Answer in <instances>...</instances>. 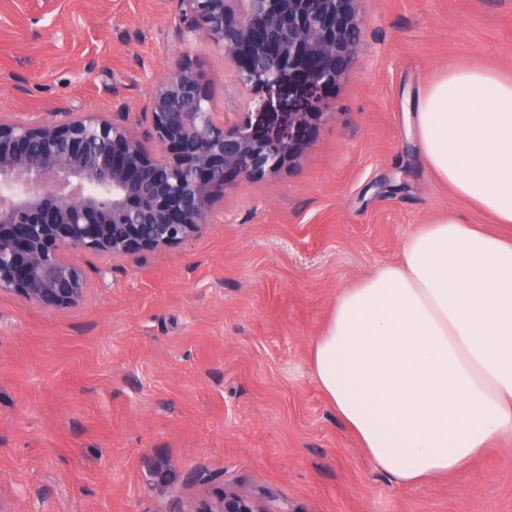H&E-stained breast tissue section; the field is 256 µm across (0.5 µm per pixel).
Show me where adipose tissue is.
<instances>
[{
	"instance_id": "obj_1",
	"label": "adipose tissue",
	"mask_w": 512,
	"mask_h": 512,
	"mask_svg": "<svg viewBox=\"0 0 512 512\" xmlns=\"http://www.w3.org/2000/svg\"><path fill=\"white\" fill-rule=\"evenodd\" d=\"M431 169L512 224V76L471 65L419 95ZM321 390L372 464L418 485L512 439V242L447 216L336 298L312 351Z\"/></svg>"
}]
</instances>
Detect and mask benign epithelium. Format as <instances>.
<instances>
[{
    "label": "benign epithelium",
    "mask_w": 512,
    "mask_h": 512,
    "mask_svg": "<svg viewBox=\"0 0 512 512\" xmlns=\"http://www.w3.org/2000/svg\"><path fill=\"white\" fill-rule=\"evenodd\" d=\"M179 2V34L224 56L255 111L226 122L197 71L178 62L146 113L152 149L120 112L1 116V293L75 308L90 288L81 254L121 259L194 238L217 190L296 156L364 28L359 0ZM203 512L298 510L239 489Z\"/></svg>",
    "instance_id": "1"
}]
</instances>
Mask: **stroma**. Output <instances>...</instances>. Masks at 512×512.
<instances>
[{
  "instance_id": "1",
  "label": "stroma",
  "mask_w": 512,
  "mask_h": 512,
  "mask_svg": "<svg viewBox=\"0 0 512 512\" xmlns=\"http://www.w3.org/2000/svg\"><path fill=\"white\" fill-rule=\"evenodd\" d=\"M362 40L289 165L226 188L192 240L86 252L85 302L0 293V512H192L239 485L298 512H512V446L403 486L324 397L314 341L338 293L459 214L512 240L422 159L418 94L460 64L512 73V0H361ZM178 0H0V114L120 112L192 66L251 106L224 57L175 36Z\"/></svg>"
}]
</instances>
